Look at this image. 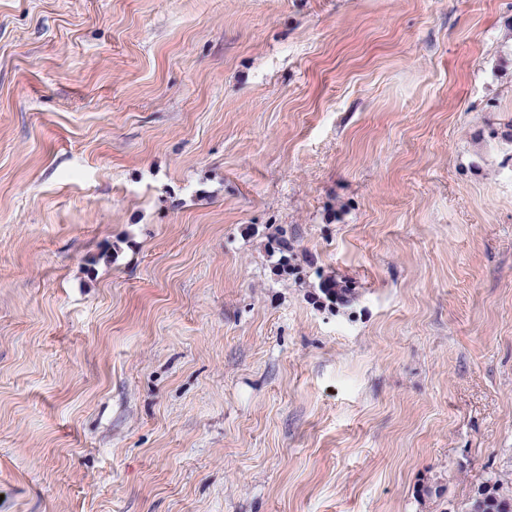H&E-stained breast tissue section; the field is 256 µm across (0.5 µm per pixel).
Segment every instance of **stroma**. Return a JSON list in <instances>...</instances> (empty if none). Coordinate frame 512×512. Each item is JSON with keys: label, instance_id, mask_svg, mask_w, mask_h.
I'll return each instance as SVG.
<instances>
[{"label": "stroma", "instance_id": "stroma-1", "mask_svg": "<svg viewBox=\"0 0 512 512\" xmlns=\"http://www.w3.org/2000/svg\"><path fill=\"white\" fill-rule=\"evenodd\" d=\"M511 121L512 0H0V512L512 474ZM318 290V298L331 305H346L351 302L354 295L353 288H348L344 282L333 276L320 277Z\"/></svg>", "mask_w": 512, "mask_h": 512}]
</instances>
